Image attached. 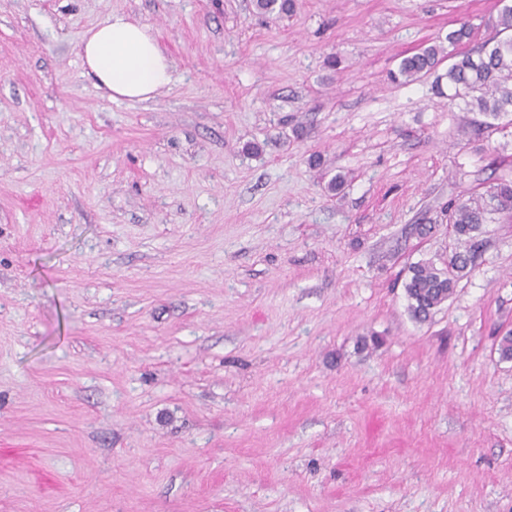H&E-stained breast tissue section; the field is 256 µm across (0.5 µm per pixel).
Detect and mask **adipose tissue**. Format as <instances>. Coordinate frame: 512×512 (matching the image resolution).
Segmentation results:
<instances>
[{"mask_svg":"<svg viewBox=\"0 0 512 512\" xmlns=\"http://www.w3.org/2000/svg\"><path fill=\"white\" fill-rule=\"evenodd\" d=\"M82 58L112 100L145 101L172 80V64L149 26L115 14L83 38Z\"/></svg>","mask_w":512,"mask_h":512,"instance_id":"adipose-tissue-1","label":"adipose tissue"}]
</instances>
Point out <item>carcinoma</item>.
I'll return each mask as SVG.
<instances>
[{
  "instance_id": "cac0c4a2",
  "label": "carcinoma",
  "mask_w": 512,
  "mask_h": 512,
  "mask_svg": "<svg viewBox=\"0 0 512 512\" xmlns=\"http://www.w3.org/2000/svg\"><path fill=\"white\" fill-rule=\"evenodd\" d=\"M254 7L261 14L288 15L295 11L297 0H254ZM470 36L471 24L461 22L448 32V46L434 44L404 57L398 74L407 84L435 73L446 61L445 75L435 78L437 91H442L441 80L446 77L454 88L451 98L463 100L461 111L496 120L512 112V5L499 10L494 36L470 52L458 51ZM496 215L512 217V178L501 177L485 193L448 206V235L458 247L438 264L430 260L408 268L404 292L415 321L431 320L471 272L482 227Z\"/></svg>"
}]
</instances>
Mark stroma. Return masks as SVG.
<instances>
[{
    "label": "stroma",
    "instance_id": "obj_1",
    "mask_svg": "<svg viewBox=\"0 0 512 512\" xmlns=\"http://www.w3.org/2000/svg\"><path fill=\"white\" fill-rule=\"evenodd\" d=\"M499 9L0 0V512H512V218L432 320L402 287L512 120L392 78ZM117 12L173 64L143 102L82 62Z\"/></svg>",
    "mask_w": 512,
    "mask_h": 512
}]
</instances>
